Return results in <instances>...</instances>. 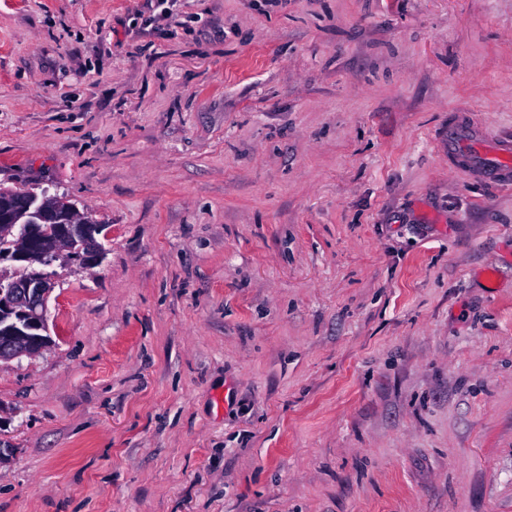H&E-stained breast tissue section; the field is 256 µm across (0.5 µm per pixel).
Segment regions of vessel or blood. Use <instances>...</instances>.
Here are the masks:
<instances>
[{
    "label": "vessel or blood",
    "mask_w": 512,
    "mask_h": 512,
    "mask_svg": "<svg viewBox=\"0 0 512 512\" xmlns=\"http://www.w3.org/2000/svg\"><path fill=\"white\" fill-rule=\"evenodd\" d=\"M448 153L465 158L467 169L498 184H512V142L490 137L473 120L448 127Z\"/></svg>",
    "instance_id": "vessel-or-blood-1"
}]
</instances>
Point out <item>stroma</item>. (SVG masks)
Returning a JSON list of instances; mask_svg holds the SVG:
<instances>
[{
  "label": "stroma",
  "instance_id": "obj_1",
  "mask_svg": "<svg viewBox=\"0 0 512 512\" xmlns=\"http://www.w3.org/2000/svg\"><path fill=\"white\" fill-rule=\"evenodd\" d=\"M0 0V186L109 229L0 362V512H512V0ZM448 156L465 158L467 170L476 176L512 184V144L484 134L469 118L448 126Z\"/></svg>",
  "mask_w": 512,
  "mask_h": 512
}]
</instances>
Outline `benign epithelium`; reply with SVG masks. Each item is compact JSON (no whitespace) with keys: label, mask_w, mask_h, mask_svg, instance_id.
Here are the masks:
<instances>
[{"label":"benign epithelium","mask_w":512,"mask_h":512,"mask_svg":"<svg viewBox=\"0 0 512 512\" xmlns=\"http://www.w3.org/2000/svg\"><path fill=\"white\" fill-rule=\"evenodd\" d=\"M0 193L33 209L32 219L26 224H16L11 214L0 213V230L17 237L15 250L0 257L1 261L32 265L51 256L89 267L103 258V244L95 238L83 243L84 252L64 255L75 235L74 222L83 220L82 214L65 197L51 195L47 190L40 199L33 192L3 189ZM53 289L54 282L39 271H31L14 279L9 287L0 289V316L16 320L3 330L0 361L35 356L46 347L49 342V336L45 335L47 302Z\"/></svg>","instance_id":"benign-epithelium-1"}]
</instances>
